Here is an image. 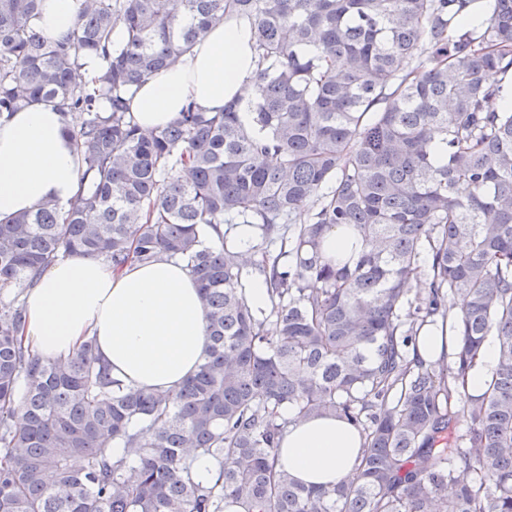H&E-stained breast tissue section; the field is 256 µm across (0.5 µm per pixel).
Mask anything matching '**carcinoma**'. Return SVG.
<instances>
[{"label": "carcinoma", "instance_id": "1", "mask_svg": "<svg viewBox=\"0 0 512 512\" xmlns=\"http://www.w3.org/2000/svg\"><path fill=\"white\" fill-rule=\"evenodd\" d=\"M479 2L82 0L50 43L32 23L41 0H0V118L54 104L90 176L67 210L0 221V291L70 254L115 269L167 254L197 282L208 336L178 392H148L112 378L92 339L31 354L22 306H1L0 512H512V98L490 80L512 69V0H487L477 34L460 18ZM230 16L251 20L262 64L250 123L234 103H191L142 132L133 90ZM88 55L104 58L90 80ZM292 223L291 250L255 267L268 325L220 226L273 238ZM335 226L362 236L356 262L326 255ZM438 317L462 338L441 369L409 354ZM489 336L496 364L474 395L465 377ZM327 414L365 452L308 487L279 465V441Z\"/></svg>", "mask_w": 512, "mask_h": 512}]
</instances>
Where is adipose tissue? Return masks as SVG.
Instances as JSON below:
<instances>
[{"mask_svg":"<svg viewBox=\"0 0 512 512\" xmlns=\"http://www.w3.org/2000/svg\"><path fill=\"white\" fill-rule=\"evenodd\" d=\"M80 0H44L35 20L42 35L61 39L75 26ZM260 67L251 22L229 17L212 26L174 67L147 79L129 102L142 131L176 121L188 104L218 112L237 104L249 121L245 91ZM72 121L50 105L0 118V221L44 202L68 208L81 189ZM21 335L45 358L76 353L87 338L114 378L143 389L177 390L199 365L207 345L206 311L185 263L160 257L122 270L107 260L70 255L51 265L24 294ZM460 337L433 325L419 333L414 355L428 364L453 360ZM364 452L359 431L324 416L289 425L279 462L308 485L338 482Z\"/></svg>","mask_w":512,"mask_h":512,"instance_id":"1","label":"adipose tissue"}]
</instances>
